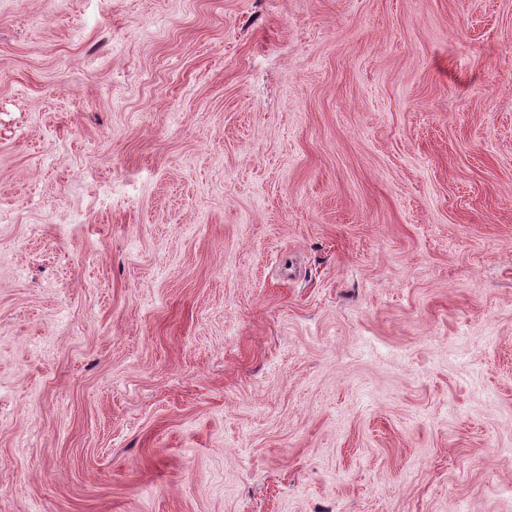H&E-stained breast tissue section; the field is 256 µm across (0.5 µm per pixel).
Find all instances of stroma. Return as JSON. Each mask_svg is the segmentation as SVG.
I'll return each mask as SVG.
<instances>
[{"label":"stroma","instance_id":"1","mask_svg":"<svg viewBox=\"0 0 512 512\" xmlns=\"http://www.w3.org/2000/svg\"><path fill=\"white\" fill-rule=\"evenodd\" d=\"M511 484L512 0H0V512Z\"/></svg>","mask_w":512,"mask_h":512}]
</instances>
